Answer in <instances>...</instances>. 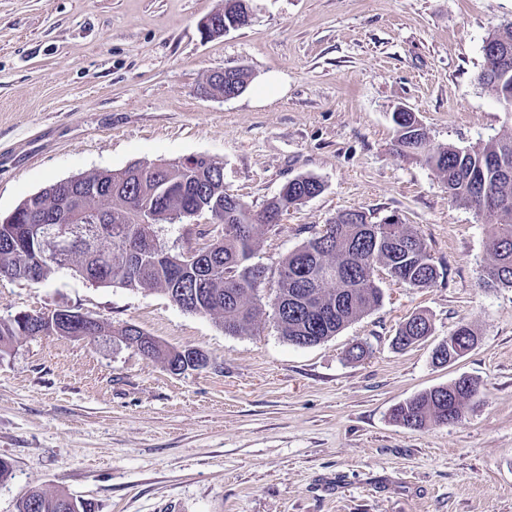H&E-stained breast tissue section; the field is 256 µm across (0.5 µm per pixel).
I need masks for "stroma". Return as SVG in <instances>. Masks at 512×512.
<instances>
[{"instance_id":"stroma-1","label":"stroma","mask_w":512,"mask_h":512,"mask_svg":"<svg viewBox=\"0 0 512 512\" xmlns=\"http://www.w3.org/2000/svg\"><path fill=\"white\" fill-rule=\"evenodd\" d=\"M224 0H0V213L49 185L135 163L203 155L261 211L288 180L323 191L255 241L274 269L332 221L360 210L421 236L440 277L380 278L381 304L311 347L265 308L254 332L185 311L159 291L0 280V317L69 309L193 348L182 374L99 336L19 337L0 356V512L34 490L92 512H512V288L483 285L491 226L451 200L422 159L396 152L393 112L435 144L467 148L512 131L479 84L483 46L512 0H252V22L206 37ZM251 75L231 99L206 93L224 68ZM426 340L394 344L412 314ZM463 358L432 350L459 324ZM369 345L361 360L347 356ZM467 376L461 420L411 430L392 417L414 395Z\"/></svg>"}]
</instances>
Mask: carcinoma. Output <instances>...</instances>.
Returning a JSON list of instances; mask_svg holds the SVG:
<instances>
[{
    "mask_svg": "<svg viewBox=\"0 0 512 512\" xmlns=\"http://www.w3.org/2000/svg\"><path fill=\"white\" fill-rule=\"evenodd\" d=\"M243 11L240 0H224L215 15L232 25ZM480 83L492 92L498 85H512V68L505 70L500 57L484 53ZM250 83L247 70L238 68L210 89L224 92L229 86L245 91ZM396 146L402 154L413 153L446 182L448 195L458 204L494 220L487 239L491 262L481 280L488 286L512 288V135L492 138L466 149L451 145L433 146L411 128L410 119L395 122ZM323 191L314 176H298L286 182L278 196L263 211L253 213L224 189V167L205 156L175 162L138 163L122 170H104L83 175L70 186L52 185L38 197H27L15 208V232L0 234V278L43 282L70 267L83 279L105 286L131 290L161 291L180 308L221 319L224 333L241 335L252 330L262 314L258 265L252 262L254 242L266 228L278 222L291 207ZM165 212L167 224L186 213H208L222 226L214 234L199 229L209 238L205 247L183 254L184 266L199 272L181 276L182 267L160 257L150 244L158 225L141 224L144 212ZM76 218L74 232L64 240L70 246L41 250L40 236L54 229L53 214ZM381 240L363 237L360 225L339 213L325 230L316 233L289 253L277 267L276 288L271 306L281 336L298 347L317 345L356 322L383 298L374 279L381 269L391 281L413 288H429L439 277L424 240L395 220L382 222ZM43 329L27 316L0 317V353L9 352L19 336ZM111 335L130 347L136 339L127 328L111 332L104 324L93 325L90 336ZM430 334L428 317L416 313L403 321L397 335L405 338L406 349ZM448 349L476 343L467 324L459 325L444 339ZM143 355L160 360L173 370L186 359V350L154 345ZM477 390L470 380L465 388L456 380L448 386L423 391L398 405L395 420L412 430L456 422L467 401ZM18 512H92L91 506L65 492L35 490L18 505Z\"/></svg>",
    "mask_w": 512,
    "mask_h": 512,
    "instance_id": "obj_1",
    "label": "carcinoma"
}]
</instances>
